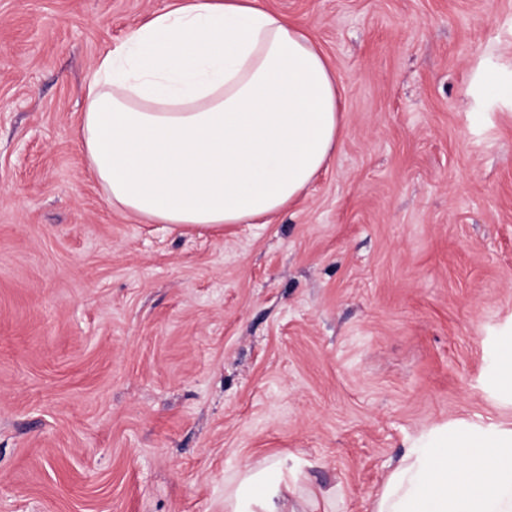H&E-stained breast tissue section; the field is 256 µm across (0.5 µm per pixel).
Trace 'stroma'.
Returning a JSON list of instances; mask_svg holds the SVG:
<instances>
[{
	"label": "stroma",
	"mask_w": 512,
	"mask_h": 512,
	"mask_svg": "<svg viewBox=\"0 0 512 512\" xmlns=\"http://www.w3.org/2000/svg\"><path fill=\"white\" fill-rule=\"evenodd\" d=\"M183 0H0V512H224L287 459L372 512L432 428H512V0H259L338 79L341 144L267 224L112 208L76 131L99 55ZM472 96L477 102L485 97H499L505 106H512V63L481 62L472 77Z\"/></svg>",
	"instance_id": "stroma-1"
}]
</instances>
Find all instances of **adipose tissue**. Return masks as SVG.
Returning <instances> with one entry per match:
<instances>
[{
	"label": "adipose tissue",
	"instance_id": "obj_1",
	"mask_svg": "<svg viewBox=\"0 0 512 512\" xmlns=\"http://www.w3.org/2000/svg\"><path fill=\"white\" fill-rule=\"evenodd\" d=\"M472 96L512 106V64ZM337 79L303 30L255 0H186L129 31L89 76L80 147L109 203L175 228L255 224L336 153ZM224 512H314L286 461L247 469ZM373 512H512V430L443 428L390 473Z\"/></svg>",
	"mask_w": 512,
	"mask_h": 512
}]
</instances>
